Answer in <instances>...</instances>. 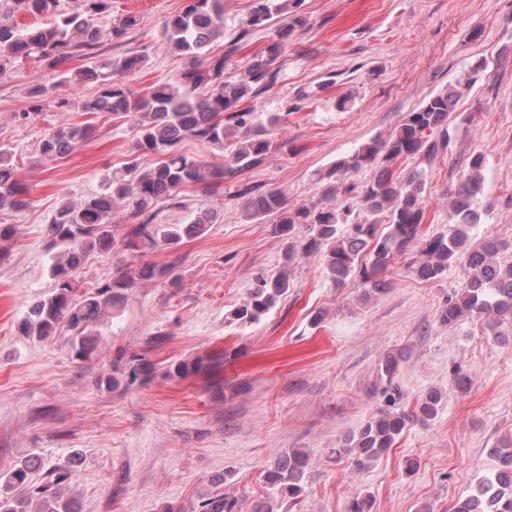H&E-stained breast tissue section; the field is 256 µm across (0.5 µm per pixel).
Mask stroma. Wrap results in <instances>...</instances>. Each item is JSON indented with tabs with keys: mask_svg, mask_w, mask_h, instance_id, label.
Returning a JSON list of instances; mask_svg holds the SVG:
<instances>
[{
	"mask_svg": "<svg viewBox=\"0 0 512 512\" xmlns=\"http://www.w3.org/2000/svg\"><path fill=\"white\" fill-rule=\"evenodd\" d=\"M184 4L112 0L99 19L107 30L126 13L141 18L123 41L99 47L104 57L148 54L147 69L127 79L133 91L179 84L189 60L167 46L162 30ZM300 14L302 25L276 61V81L253 101L259 117L281 114L272 135L287 149L225 181L223 198L189 192L184 207H160L162 224H186L212 210L218 218L204 236L149 255V262L175 266L177 284L129 290L120 312L98 325V350L86 360L73 357L68 329L38 341L22 336L18 324L54 286L46 227L58 206L100 192L106 171L126 162L136 129L99 118L95 138L48 160L40 152L45 131L78 118L94 86L43 96L40 114L22 126L13 113L55 72L26 59L0 78V145L10 150L30 201L0 211V224L13 229L0 260V472L27 457L48 467L78 454L69 493L79 512H192L219 474L252 512L272 495L265 467L288 448L305 449L311 462L304 494L280 512H347L365 492L374 498L372 512H448L496 473L490 450L512 440V341H497L476 318L440 324L439 308L465 281L463 263L422 281L409 267L417 251L409 245L386 274L388 290L359 304L357 280L336 286L317 258L285 265L284 239L269 220L246 218L236 186L275 189L291 208L317 201L316 172L387 139L407 112L453 89L482 62L485 71L448 119L449 145L430 160L400 161L394 172L404 178L424 170L421 230L431 235L447 230L448 192L471 158L483 156L486 209L470 238L500 239L512 259V0H304ZM59 95L70 111L57 109ZM344 97L352 104L346 111L337 107ZM284 268L287 295L259 322H230L254 274ZM390 353L399 357L402 408L412 410L431 388L440 389L442 402L434 420L413 423L386 454L357 469L329 451L382 405L379 366ZM135 357L154 365L149 383L101 386L113 361L126 367ZM179 360L202 368L182 379L164 376ZM455 367L469 375L468 389L454 382Z\"/></svg>",
	"mask_w": 512,
	"mask_h": 512,
	"instance_id": "obj_1",
	"label": "stroma"
}]
</instances>
